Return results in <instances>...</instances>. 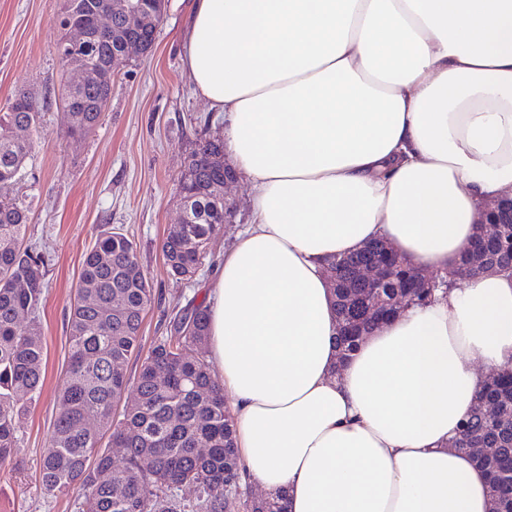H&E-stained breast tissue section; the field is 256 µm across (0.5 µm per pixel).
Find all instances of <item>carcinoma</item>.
<instances>
[{
	"label": "carcinoma",
	"mask_w": 512,
	"mask_h": 512,
	"mask_svg": "<svg viewBox=\"0 0 512 512\" xmlns=\"http://www.w3.org/2000/svg\"><path fill=\"white\" fill-rule=\"evenodd\" d=\"M144 18L130 26L126 13L110 16L99 28L104 0H64L61 29L81 25L88 38L70 51L61 39L55 51L93 72L112 69L125 41L140 36L153 46L164 19L157 0H127ZM112 95L94 83L67 87L65 136L81 140L99 124ZM41 109L26 90L16 91L0 107V184L27 173L34 158ZM224 155V140L201 138L188 156L178 181L187 221L170 227L161 251L170 274L190 280L201 266L207 242L224 230V176L233 171L214 160ZM29 217L15 200L0 196V463L19 445L23 416L39 397L46 354L36 320L46 288L42 257L23 248ZM512 252V224L502 227L497 243L485 254L484 265L499 264ZM383 242L338 257L345 261L333 289L339 330L340 361L355 352L363 332L373 325L363 318L359 302L371 292L358 273L380 261ZM415 268L383 266V286L405 287V303L422 305L432 299L411 287ZM121 306L113 308L114 299ZM151 286L132 240L115 228L99 235L87 253L68 322L65 381L57 395L47 446L40 460L41 483L49 494L75 492L78 512H285L282 496L249 504L240 501L242 463L235 432L225 406L224 387L211 374L205 342L207 311L189 303L172 313L167 335L154 342L135 379L125 364L140 347ZM31 316L22 325L23 315ZM131 392L120 418L114 405ZM494 402L498 416L485 414ZM470 454L488 471L494 512H512V368L493 375L479 393L477 408L462 425ZM182 486L198 495L178 496Z\"/></svg>",
	"instance_id": "obj_1"
}]
</instances>
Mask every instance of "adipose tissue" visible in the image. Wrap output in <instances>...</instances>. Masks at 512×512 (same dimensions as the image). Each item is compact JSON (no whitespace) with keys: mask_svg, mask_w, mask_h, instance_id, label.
I'll use <instances>...</instances> for the list:
<instances>
[{"mask_svg":"<svg viewBox=\"0 0 512 512\" xmlns=\"http://www.w3.org/2000/svg\"><path fill=\"white\" fill-rule=\"evenodd\" d=\"M182 59L250 186L205 300L244 474L287 512H492L452 441L512 367V270L343 363L324 267L382 240L446 274L512 198V0H194Z\"/></svg>","mask_w":512,"mask_h":512,"instance_id":"obj_1","label":"adipose tissue"}]
</instances>
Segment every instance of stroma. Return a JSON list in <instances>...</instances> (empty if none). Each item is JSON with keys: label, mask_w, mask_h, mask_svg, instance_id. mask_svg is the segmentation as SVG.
Returning <instances> with one entry per match:
<instances>
[{"label": "stroma", "mask_w": 512, "mask_h": 512, "mask_svg": "<svg viewBox=\"0 0 512 512\" xmlns=\"http://www.w3.org/2000/svg\"><path fill=\"white\" fill-rule=\"evenodd\" d=\"M62 5L0 0V106L20 89L45 103L33 166L0 193L27 207L25 244L42 254L47 283L39 309L45 376L13 458L0 464V512H77L75 494L44 493L40 457L66 374L70 305L97 237L121 229L153 288L141 349L126 365L134 376L173 308L201 300L212 287L218 256L249 218V187L239 180L225 190L232 222L209 241L198 274L189 281L169 275L161 242L179 219L177 180L197 138L223 135L221 117L197 95L182 65L179 33L188 4L167 0L152 52L131 55L117 69L101 125L80 141L64 135L61 93L70 75L54 52L63 35L55 22Z\"/></svg>", "instance_id": "stroma-1"}]
</instances>
